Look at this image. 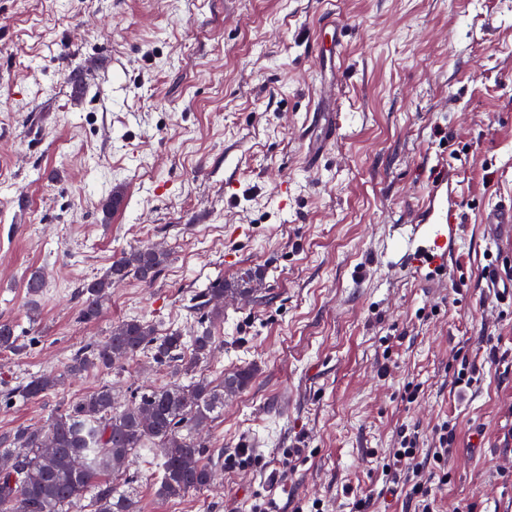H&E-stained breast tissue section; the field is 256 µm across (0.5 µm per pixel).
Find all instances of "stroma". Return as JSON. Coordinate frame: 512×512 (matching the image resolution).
I'll use <instances>...</instances> for the list:
<instances>
[{
    "label": "stroma",
    "instance_id": "obj_1",
    "mask_svg": "<svg viewBox=\"0 0 512 512\" xmlns=\"http://www.w3.org/2000/svg\"><path fill=\"white\" fill-rule=\"evenodd\" d=\"M436 166L463 202L452 289L383 258ZM510 198L512 0H0V320L23 345L0 353V389L64 375L124 319L195 335L207 288L262 276L225 298L195 369L253 373L202 432L210 484L157 498L138 449L119 478L138 512H413L383 458L404 433L431 457L443 424L435 512H512V305L484 277L512 238L479 224ZM145 243L167 254L157 280L115 284L82 321L81 285ZM174 372L146 351L0 399V439ZM61 383L60 379L51 376H34L28 381L23 382L15 387L9 389L7 395L8 400L27 402L34 399L43 393L51 390Z\"/></svg>",
    "mask_w": 512,
    "mask_h": 512
}]
</instances>
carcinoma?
I'll use <instances>...</instances> for the list:
<instances>
[{"instance_id":"1","label":"carcinoma","mask_w":512,"mask_h":512,"mask_svg":"<svg viewBox=\"0 0 512 512\" xmlns=\"http://www.w3.org/2000/svg\"><path fill=\"white\" fill-rule=\"evenodd\" d=\"M166 262V254L142 246L114 261L100 278L81 286L84 296L81 317L93 321L112 283L133 275L143 283L153 282ZM256 272H244V287L229 288L220 281L206 292L207 319L224 316L226 296L254 292L247 284ZM214 336L208 328L191 342V356L183 355L185 343L178 334L159 336L155 328L139 319H128L112 327L108 341L79 350L68 365V373L80 375L90 369L117 371L120 361L144 349L154 350L160 365L178 363V377H192L197 363L206 358ZM21 349L16 327L0 321V350ZM251 372L240 370L213 386L204 379L147 390L136 404L123 410L114 407L112 389L103 386L92 394L60 409L45 426L29 425L15 432L7 470L0 471V512H72L83 493L95 490L94 512H136L135 501L120 492L108 477L122 471L129 457L147 445L158 451L161 476L155 490L161 499L180 497L207 486L212 473L200 459L206 445L194 437L212 414L224 404V393L244 388ZM60 384L51 376H34L9 389V399L27 402Z\"/></svg>"}]
</instances>
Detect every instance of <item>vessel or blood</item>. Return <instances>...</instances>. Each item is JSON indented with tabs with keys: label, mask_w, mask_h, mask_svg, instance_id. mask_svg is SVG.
I'll return each mask as SVG.
<instances>
[{
	"label": "vessel or blood",
	"mask_w": 512,
	"mask_h": 512,
	"mask_svg": "<svg viewBox=\"0 0 512 512\" xmlns=\"http://www.w3.org/2000/svg\"><path fill=\"white\" fill-rule=\"evenodd\" d=\"M461 212V202L447 173L434 172L411 222L397 225L386 258L400 257L406 268H425L433 277L454 282L452 252L462 229ZM480 222L490 230L512 225V202L483 211Z\"/></svg>",
	"instance_id": "b4317fda"
}]
</instances>
